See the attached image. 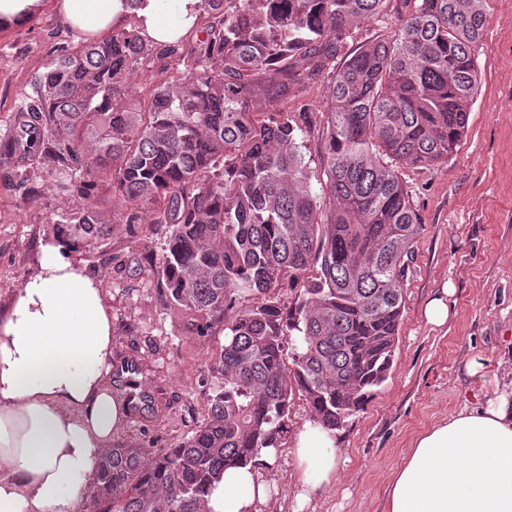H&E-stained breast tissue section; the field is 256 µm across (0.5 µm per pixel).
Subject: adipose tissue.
<instances>
[{
    "mask_svg": "<svg viewBox=\"0 0 512 512\" xmlns=\"http://www.w3.org/2000/svg\"><path fill=\"white\" fill-rule=\"evenodd\" d=\"M200 0H57L67 23L98 38L127 17L171 43ZM112 313L72 246H44L36 272L0 306V512H81L98 461L125 416L111 382ZM296 508L331 485L335 434L298 433ZM270 487L253 464L231 466L204 512H253ZM384 512H512V395L500 393L417 436L389 483Z\"/></svg>",
    "mask_w": 512,
    "mask_h": 512,
    "instance_id": "adipose-tissue-1",
    "label": "adipose tissue"
}]
</instances>
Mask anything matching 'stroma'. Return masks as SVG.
Returning <instances> with one entry per match:
<instances>
[{"label": "stroma", "instance_id": "obj_1", "mask_svg": "<svg viewBox=\"0 0 512 512\" xmlns=\"http://www.w3.org/2000/svg\"><path fill=\"white\" fill-rule=\"evenodd\" d=\"M403 0L359 22L341 44V58L395 31ZM54 5L22 27L0 29V141L10 135L16 111L34 95V78L63 46L77 44ZM481 74L470 107L468 128L446 161L406 166L409 190L422 231L404 285V308L387 380L338 429L346 463L336 482L312 498L305 512H383L389 481L414 439L464 407L512 390V0H491L488 24L476 53ZM329 76L321 74L288 92L284 103L307 113L310 132L304 154L313 180H321L322 112ZM277 100L262 102L278 111ZM92 194L112 226L103 244L78 251V258L101 281L112 311L117 355L147 367L145 382L162 390L167 407L152 421L126 420L119 443L130 448H164L191 435L202 419L206 361L224 329L191 335L181 313L167 309L152 271L128 272L125 261L163 232L126 222L109 181H96ZM75 207L72 192L60 188L53 171L39 163L17 165L0 159V303L38 267L42 246L53 243L52 222ZM445 299V324H430L428 304ZM479 364L470 373L471 364ZM292 425L272 464L260 466L271 487L254 512H293L296 474L294 441L309 420L303 397H295Z\"/></svg>", "mask_w": 512, "mask_h": 512}]
</instances>
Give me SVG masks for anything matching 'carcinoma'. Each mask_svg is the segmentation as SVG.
I'll use <instances>...</instances> for the list:
<instances>
[{
  "label": "carcinoma",
  "instance_id": "obj_1",
  "mask_svg": "<svg viewBox=\"0 0 512 512\" xmlns=\"http://www.w3.org/2000/svg\"><path fill=\"white\" fill-rule=\"evenodd\" d=\"M386 2L201 0L204 27L173 45L114 29L62 48L36 78L17 111L28 139L0 141V156L37 159L76 192L53 235L101 243L90 187L110 181L128 223L147 212L165 230L151 266L164 303L197 336L224 323L202 422L168 448L112 446L86 512H202L224 467L281 447L296 393L335 431L387 380L422 230L400 169L447 159L464 134L489 0H411L393 36L333 72L317 194L302 153L310 126L288 88L302 82L299 60L319 75ZM174 57L181 77L128 101L130 72L148 63L162 75ZM278 98L279 111L256 110ZM285 284L302 285L289 307L276 295Z\"/></svg>",
  "mask_w": 512,
  "mask_h": 512
}]
</instances>
